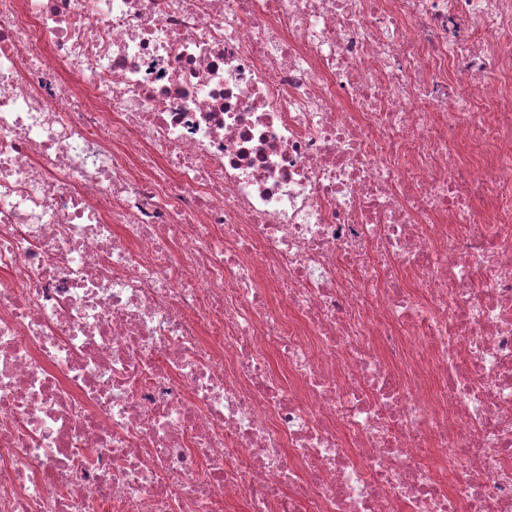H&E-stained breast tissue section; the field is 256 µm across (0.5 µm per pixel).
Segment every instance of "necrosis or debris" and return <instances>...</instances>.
<instances>
[{
	"mask_svg": "<svg viewBox=\"0 0 512 512\" xmlns=\"http://www.w3.org/2000/svg\"><path fill=\"white\" fill-rule=\"evenodd\" d=\"M512 512V0H0V512Z\"/></svg>",
	"mask_w": 512,
	"mask_h": 512,
	"instance_id": "4bbe7bcc",
	"label": "necrosis or debris"
}]
</instances>
